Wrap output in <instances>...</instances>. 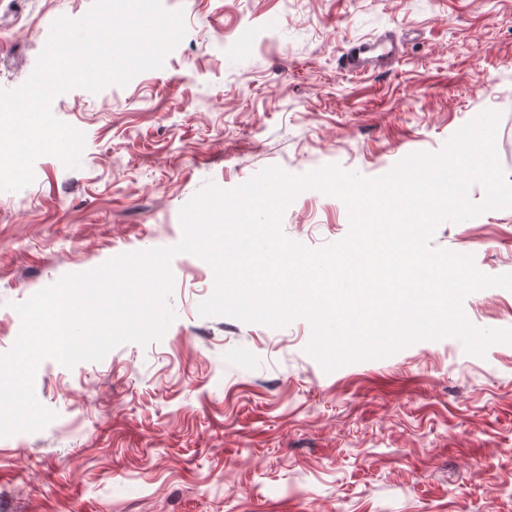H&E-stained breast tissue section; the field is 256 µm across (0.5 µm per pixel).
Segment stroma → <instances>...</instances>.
Returning a JSON list of instances; mask_svg holds the SVG:
<instances>
[{"instance_id":"obj_1","label":"stroma","mask_w":512,"mask_h":512,"mask_svg":"<svg viewBox=\"0 0 512 512\" xmlns=\"http://www.w3.org/2000/svg\"><path fill=\"white\" fill-rule=\"evenodd\" d=\"M93 0H0V88L33 72L60 17ZM187 33L162 68L54 116L82 125L78 166L51 155L35 180L0 191V354L24 302L67 274L171 247L206 184L232 189L268 167L336 165L366 178L436 153L499 112L512 178V0H161ZM394 34L387 67L350 73L341 50ZM317 249L346 237L336 197L300 192L282 216ZM432 247L512 273V208L439 225ZM175 320L160 341L101 361L40 362L46 427L0 437V512H512V344L484 355L449 337L324 372L303 318L274 329L203 317L214 277L182 253ZM468 320L512 328V290L463 301Z\"/></svg>"}]
</instances>
